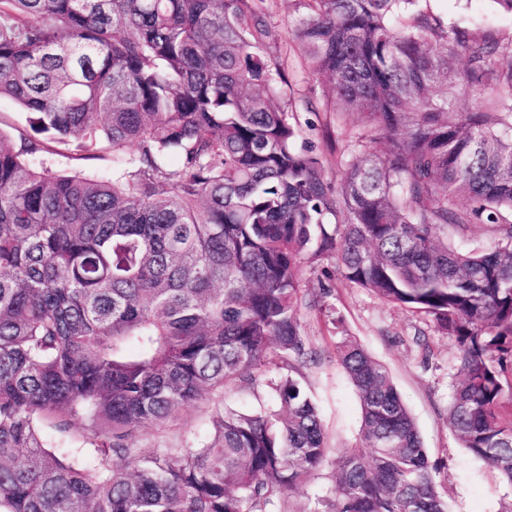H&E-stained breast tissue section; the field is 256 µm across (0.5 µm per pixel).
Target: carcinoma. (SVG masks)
Segmentation results:
<instances>
[{"label": "carcinoma", "instance_id": "cac0c4a2", "mask_svg": "<svg viewBox=\"0 0 512 512\" xmlns=\"http://www.w3.org/2000/svg\"><path fill=\"white\" fill-rule=\"evenodd\" d=\"M263 2L0 0V99L32 114L0 141V512H288L328 457L298 311L331 254L455 340L448 426L512 485V36L417 0H292L327 111L357 122L335 185ZM53 143L112 150V178L33 167ZM474 224L492 244L458 249ZM270 354L272 407L135 446ZM335 355L362 426L329 512H448L387 367Z\"/></svg>", "mask_w": 512, "mask_h": 512}]
</instances>
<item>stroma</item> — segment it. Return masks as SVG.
<instances>
[{
  "label": "stroma",
  "instance_id": "obj_1",
  "mask_svg": "<svg viewBox=\"0 0 512 512\" xmlns=\"http://www.w3.org/2000/svg\"><path fill=\"white\" fill-rule=\"evenodd\" d=\"M421 5L452 25L482 24L506 35L512 33V13L501 9L495 0H421ZM271 51L282 55L287 63L290 95L299 107L292 113V121L300 126L304 143L324 162L331 181L339 182V161L352 123L327 111L325 81L307 69L293 42L283 40ZM300 280L306 297L299 310L300 324L322 354L320 365L308 369L306 375L321 412L331 460L317 471L309 486L290 495L291 512H312L315 499H331L333 457L359 445V397L335 357L337 343L347 337L355 339L390 371L415 420L429 461L437 466V488L451 512H505L512 507V486L463 448L448 427L457 357L454 341L431 317L386 303L349 283L335 259L303 266ZM268 399L265 387L253 390L240 380L229 381L223 395L185 409L180 419L167 427L143 430L136 444L151 451L202 438L215 414H251Z\"/></svg>",
  "mask_w": 512,
  "mask_h": 512
}]
</instances>
